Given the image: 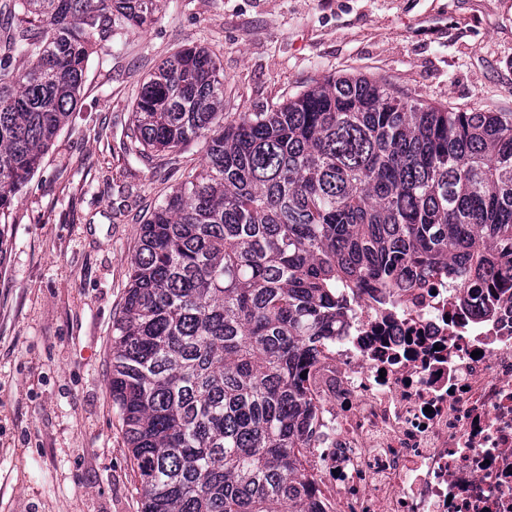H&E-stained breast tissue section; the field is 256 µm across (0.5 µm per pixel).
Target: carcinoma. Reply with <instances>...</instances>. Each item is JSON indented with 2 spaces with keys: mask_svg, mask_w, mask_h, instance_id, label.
Instances as JSON below:
<instances>
[{
  "mask_svg": "<svg viewBox=\"0 0 512 512\" xmlns=\"http://www.w3.org/2000/svg\"><path fill=\"white\" fill-rule=\"evenodd\" d=\"M157 2L0 4V218L76 110L99 42ZM133 112L138 158L205 144L202 170L141 225L113 324L109 390L141 512H319L304 372L344 289L442 276L485 313L512 291V113L329 76L226 124L224 70L197 46L150 74Z\"/></svg>",
  "mask_w": 512,
  "mask_h": 512,
  "instance_id": "carcinoma-1",
  "label": "carcinoma"
}]
</instances>
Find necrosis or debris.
Wrapping results in <instances>:
<instances>
[{"label": "necrosis or debris", "mask_w": 512, "mask_h": 512, "mask_svg": "<svg viewBox=\"0 0 512 512\" xmlns=\"http://www.w3.org/2000/svg\"><path fill=\"white\" fill-rule=\"evenodd\" d=\"M310 369L321 512H512V303L434 279L354 288Z\"/></svg>", "instance_id": "4bbe7bcc"}]
</instances>
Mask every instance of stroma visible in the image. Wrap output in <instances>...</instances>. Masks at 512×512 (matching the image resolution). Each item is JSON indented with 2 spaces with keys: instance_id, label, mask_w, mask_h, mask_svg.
<instances>
[{
  "instance_id": "35a3bbf8",
  "label": "stroma",
  "mask_w": 512,
  "mask_h": 512,
  "mask_svg": "<svg viewBox=\"0 0 512 512\" xmlns=\"http://www.w3.org/2000/svg\"><path fill=\"white\" fill-rule=\"evenodd\" d=\"M224 69V116L333 74L428 103L512 113V0H161L113 36L6 220L0 249V512H140L112 406V326L144 217L204 143L138 160L132 106L177 50Z\"/></svg>"
}]
</instances>
